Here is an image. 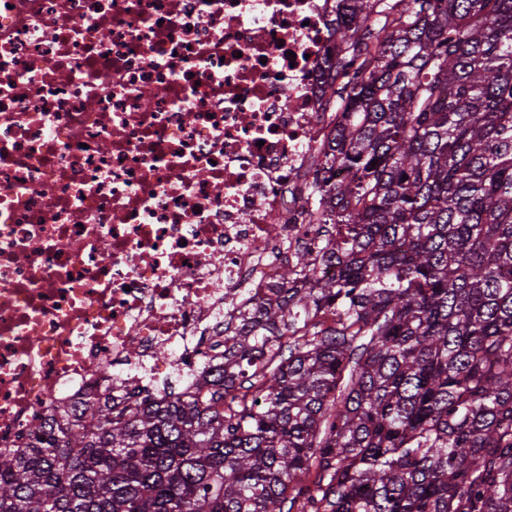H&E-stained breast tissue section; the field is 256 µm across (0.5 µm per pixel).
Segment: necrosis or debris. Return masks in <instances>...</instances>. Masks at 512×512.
I'll return each mask as SVG.
<instances>
[{
  "instance_id": "necrosis-or-debris-1",
  "label": "necrosis or debris",
  "mask_w": 512,
  "mask_h": 512,
  "mask_svg": "<svg viewBox=\"0 0 512 512\" xmlns=\"http://www.w3.org/2000/svg\"><path fill=\"white\" fill-rule=\"evenodd\" d=\"M337 6L0 0V450L109 382L208 372L318 251L302 176L341 123L318 109Z\"/></svg>"
}]
</instances>
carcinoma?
I'll return each mask as SVG.
<instances>
[{
  "label": "carcinoma",
  "mask_w": 512,
  "mask_h": 512,
  "mask_svg": "<svg viewBox=\"0 0 512 512\" xmlns=\"http://www.w3.org/2000/svg\"><path fill=\"white\" fill-rule=\"evenodd\" d=\"M341 2L321 254L219 377L0 452V512H512V0Z\"/></svg>",
  "instance_id": "1"
}]
</instances>
